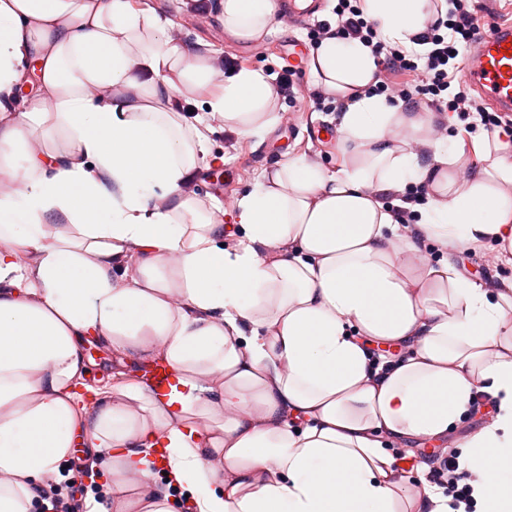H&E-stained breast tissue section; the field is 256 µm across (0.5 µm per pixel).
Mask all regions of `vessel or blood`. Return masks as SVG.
<instances>
[{"instance_id": "1", "label": "vessel or blood", "mask_w": 512, "mask_h": 512, "mask_svg": "<svg viewBox=\"0 0 512 512\" xmlns=\"http://www.w3.org/2000/svg\"><path fill=\"white\" fill-rule=\"evenodd\" d=\"M512 24L493 25L478 36L464 74L496 111L512 112Z\"/></svg>"}]
</instances>
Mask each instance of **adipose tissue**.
I'll list each match as a JSON object with an SVG mask.
<instances>
[{
	"mask_svg": "<svg viewBox=\"0 0 512 512\" xmlns=\"http://www.w3.org/2000/svg\"><path fill=\"white\" fill-rule=\"evenodd\" d=\"M219 4L245 42L278 9ZM360 7L384 43L423 51L427 0ZM172 26L134 0H0V512H33L81 447L102 487L87 512H178V493L194 512H448L437 488H402L392 450L445 438L481 393L496 420L459 465L512 468V282L419 246L494 244L512 267V145L486 136L459 181L463 147L368 94L369 46L326 36L310 67L344 103L347 159L279 162L226 244L220 208L186 191L211 128L178 98L261 140L278 92L255 69L215 81ZM411 184L425 202L402 199ZM92 342L176 386L86 385Z\"/></svg>",
	"mask_w": 512,
	"mask_h": 512,
	"instance_id": "1",
	"label": "adipose tissue"
}]
</instances>
